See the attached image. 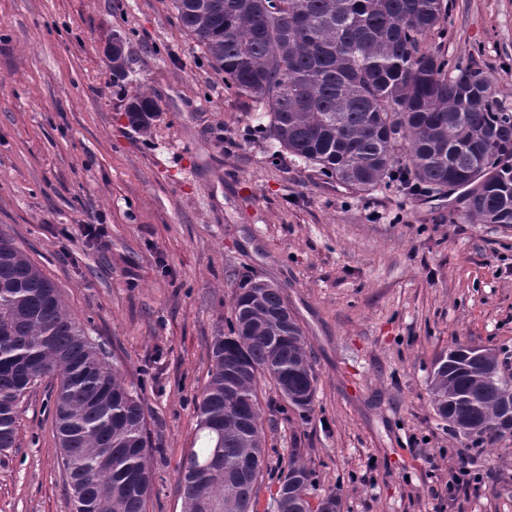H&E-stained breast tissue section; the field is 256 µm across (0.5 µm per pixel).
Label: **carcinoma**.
I'll use <instances>...</instances> for the list:
<instances>
[{
  "mask_svg": "<svg viewBox=\"0 0 512 512\" xmlns=\"http://www.w3.org/2000/svg\"><path fill=\"white\" fill-rule=\"evenodd\" d=\"M186 32L224 84L257 104L269 137L328 179L367 192L391 175L395 147L405 176L432 192L465 189L466 217L512 226V110L492 79L422 48L445 33L444 0H172ZM130 125L146 134L157 103L136 96ZM279 288L235 297L228 333L214 337L212 369L197 405L201 446L179 476L185 512H253L266 467L258 400L270 378L306 417L314 396L305 337ZM498 360L438 358L430 379L436 414L471 423L465 437L504 434L512 379L490 378ZM57 379L55 422L74 512H146L152 476L139 394L90 340L30 258L0 232V451L15 447L21 399ZM288 459L267 510L340 512L336 491ZM317 495V505L311 496Z\"/></svg>",
  "mask_w": 512,
  "mask_h": 512,
  "instance_id": "1",
  "label": "carcinoma"
}]
</instances>
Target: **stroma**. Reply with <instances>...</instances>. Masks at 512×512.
Wrapping results in <instances>:
<instances>
[{"label": "stroma", "mask_w": 512, "mask_h": 512, "mask_svg": "<svg viewBox=\"0 0 512 512\" xmlns=\"http://www.w3.org/2000/svg\"><path fill=\"white\" fill-rule=\"evenodd\" d=\"M423 47L471 63L512 108V0H447ZM124 40L127 76L110 47ZM148 92L149 135L125 109ZM228 89L172 0H0V232L58 288L147 410L146 512H183L178 474L196 401L247 283L278 285L315 377L300 419L259 382L267 512L290 455L341 512H512V434L473 449L436 414L435 359L494 350L512 374V227L468 223L459 194L330 183L282 151ZM103 223L108 244L82 225ZM57 382L19 405L0 452V512H72L57 447ZM471 485L449 494L460 465Z\"/></svg>", "instance_id": "1"}]
</instances>
